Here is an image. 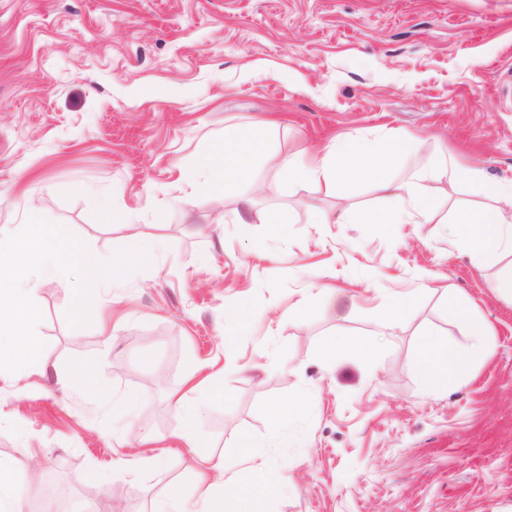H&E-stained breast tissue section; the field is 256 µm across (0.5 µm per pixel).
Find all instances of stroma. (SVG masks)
<instances>
[{
  "mask_svg": "<svg viewBox=\"0 0 512 512\" xmlns=\"http://www.w3.org/2000/svg\"><path fill=\"white\" fill-rule=\"evenodd\" d=\"M170 84L178 96L162 97ZM264 121L275 127L237 224L239 203L187 184L204 179L197 159L226 124ZM355 132L420 140L396 179L454 161L441 206L483 205L468 167L511 185L512 0H0V233L30 207L106 261L163 240L147 268L107 282L102 327L74 332L71 282L31 276L50 372L0 377V457L26 463L15 483L41 485L62 461L68 489L107 496L112 512H148L169 492L191 510L194 459L248 434L289 476L253 512H512V303L451 224H308L316 188L276 171V157ZM272 210L287 235L266 224ZM450 292L490 324L491 349L433 390L423 333L471 342ZM400 294L406 319L381 331ZM251 300L250 324L226 338L225 308ZM329 335L358 348L326 359ZM194 361L221 391L193 393L191 448L169 396ZM76 362L109 393H134L133 413L64 388ZM283 399L302 409L276 429L256 407ZM130 424L164 449L160 467H116L141 452Z\"/></svg>",
  "mask_w": 512,
  "mask_h": 512,
  "instance_id": "35a3bbf8",
  "label": "stroma"
}]
</instances>
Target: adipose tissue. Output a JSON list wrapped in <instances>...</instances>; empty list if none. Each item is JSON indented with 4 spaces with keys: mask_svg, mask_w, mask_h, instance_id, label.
<instances>
[{
    "mask_svg": "<svg viewBox=\"0 0 512 512\" xmlns=\"http://www.w3.org/2000/svg\"><path fill=\"white\" fill-rule=\"evenodd\" d=\"M268 129L228 124L217 146L200 162L208 181L219 185L224 199L250 208L242 185L256 160L267 148ZM413 142L393 136L379 142L359 133L323 146L309 159L285 155L276 163L279 174L290 182H309L324 194L334 195L346 182L368 183L378 197L393 207L381 215L345 208L337 216L340 224H430L440 208L435 195L437 183L447 179V166H428L420 180L389 178L388 173L410 149ZM469 179L487 199L486 207L456 210L452 222L456 240L470 254L478 270H494V288L499 296L512 300V268L498 271V264L512 257V186L488 179L479 169H471ZM492 330L484 322H474L472 344L460 353L440 344L432 335H423L418 357L430 386L447 385L450 377L463 371L470 357L484 354L486 338ZM268 461L251 437L241 436L227 444L222 454L200 457L194 468L200 491V512H251L258 490H274L287 485V473L269 474Z\"/></svg>",
    "mask_w": 512,
    "mask_h": 512,
    "instance_id": "adipose-tissue-1",
    "label": "adipose tissue"
}]
</instances>
